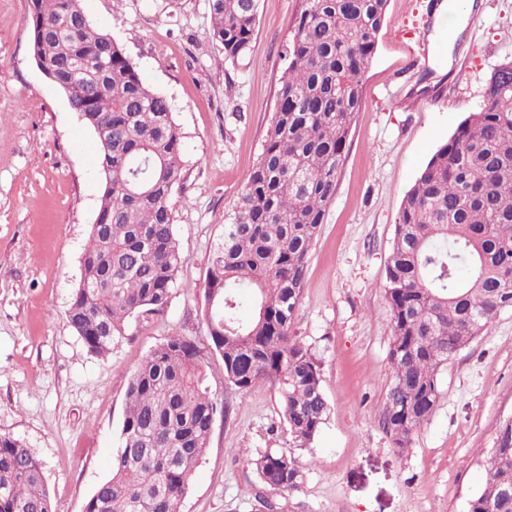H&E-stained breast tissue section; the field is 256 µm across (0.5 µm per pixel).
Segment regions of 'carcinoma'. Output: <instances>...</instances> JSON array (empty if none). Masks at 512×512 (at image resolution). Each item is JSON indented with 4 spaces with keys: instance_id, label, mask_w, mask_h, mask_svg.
I'll return each instance as SVG.
<instances>
[{
    "instance_id": "1",
    "label": "carcinoma",
    "mask_w": 512,
    "mask_h": 512,
    "mask_svg": "<svg viewBox=\"0 0 512 512\" xmlns=\"http://www.w3.org/2000/svg\"><path fill=\"white\" fill-rule=\"evenodd\" d=\"M388 0H302L262 150L207 270L203 314L210 349L231 390L279 385L295 447L307 448L330 405L319 369L295 335L311 246L345 159L353 115ZM213 43L231 62L257 25V0H210ZM31 54L94 133L103 191L80 260L68 321L87 350L110 353L130 319L168 304L184 263L171 196L181 136L169 101L140 78L124 49L94 28L81 0H29ZM390 380L383 426L397 452L434 412L439 374L502 311L512 309V91L488 80L480 111L429 160L405 194L386 271ZM201 350L176 332L133 373L112 471L86 512H180L217 413ZM261 484L291 491L296 458L268 448ZM468 512H512V437L489 450ZM507 490L488 507L486 492ZM0 512H52L41 461L0 434Z\"/></svg>"
}]
</instances>
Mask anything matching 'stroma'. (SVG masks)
Segmentation results:
<instances>
[{
	"instance_id": "1",
	"label": "stroma",
	"mask_w": 512,
	"mask_h": 512,
	"mask_svg": "<svg viewBox=\"0 0 512 512\" xmlns=\"http://www.w3.org/2000/svg\"><path fill=\"white\" fill-rule=\"evenodd\" d=\"M439 0H389L365 74L344 164L313 244L295 329L316 358L331 412L294 448L278 388L232 392L200 316L213 249L267 137L301 0H258L238 64L209 37V0H82L88 21L165 96L182 137L171 203L185 261L164 312L130 319L105 357L68 322L102 190L91 130L38 69L28 0H0V434L42 462L52 512H83L110 473L129 380L172 332L194 340L217 415L181 512H468L483 461L512 417V310L448 361L437 408L404 452L382 427L390 380L386 270L406 192L433 154L480 110L488 80L512 61V0H476L450 60L430 40ZM293 451L297 489L263 486L255 461Z\"/></svg>"
}]
</instances>
